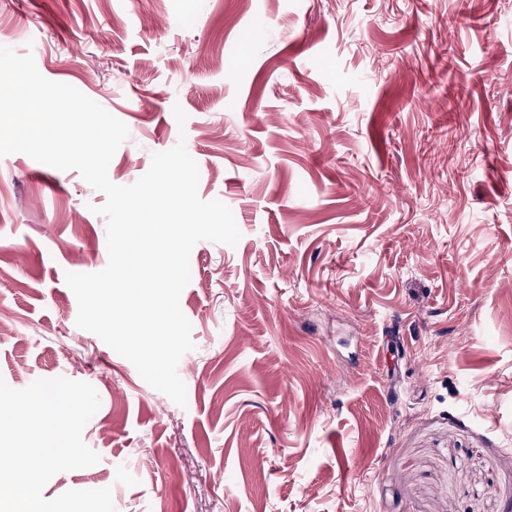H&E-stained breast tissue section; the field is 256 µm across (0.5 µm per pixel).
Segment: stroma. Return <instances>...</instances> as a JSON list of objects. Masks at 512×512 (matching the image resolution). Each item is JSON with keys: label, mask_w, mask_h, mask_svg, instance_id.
<instances>
[{"label": "stroma", "mask_w": 512, "mask_h": 512, "mask_svg": "<svg viewBox=\"0 0 512 512\" xmlns=\"http://www.w3.org/2000/svg\"><path fill=\"white\" fill-rule=\"evenodd\" d=\"M0 43L127 125L114 183L184 143L242 233L191 252L181 407L75 324L104 194L0 157V378L100 398L44 498L512 512V0H0Z\"/></svg>", "instance_id": "35a3bbf8"}]
</instances>
